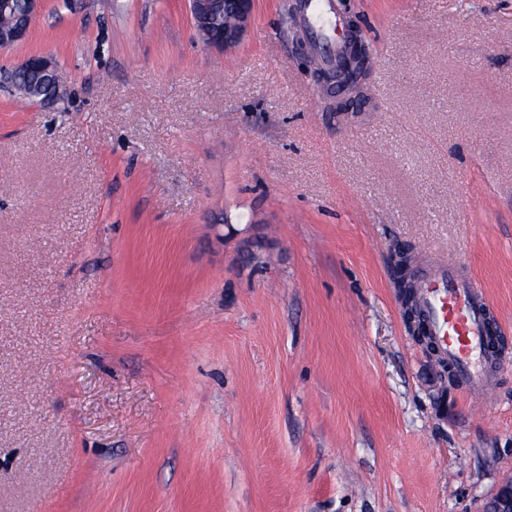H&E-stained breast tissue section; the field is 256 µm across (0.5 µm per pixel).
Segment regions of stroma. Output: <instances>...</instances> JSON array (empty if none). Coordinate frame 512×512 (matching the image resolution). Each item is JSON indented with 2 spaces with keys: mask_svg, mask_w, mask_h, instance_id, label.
<instances>
[{
  "mask_svg": "<svg viewBox=\"0 0 512 512\" xmlns=\"http://www.w3.org/2000/svg\"><path fill=\"white\" fill-rule=\"evenodd\" d=\"M373 65L329 111L256 0H43L60 96L0 85V512H480L512 477V0H332ZM502 327L469 400L402 284ZM193 28L208 48L230 50L243 38L251 21L254 0H189ZM226 16L232 18L227 22Z\"/></svg>",
  "mask_w": 512,
  "mask_h": 512,
  "instance_id": "1",
  "label": "stroma"
}]
</instances>
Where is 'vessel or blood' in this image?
Returning <instances> with one entry per match:
<instances>
[{
    "label": "vessel or blood",
    "instance_id": "vessel-or-blood-1",
    "mask_svg": "<svg viewBox=\"0 0 512 512\" xmlns=\"http://www.w3.org/2000/svg\"><path fill=\"white\" fill-rule=\"evenodd\" d=\"M418 297L422 320L441 358L467 395L484 393L500 363V352L490 342L498 324L473 281L453 261H440L422 279Z\"/></svg>",
    "mask_w": 512,
    "mask_h": 512
}]
</instances>
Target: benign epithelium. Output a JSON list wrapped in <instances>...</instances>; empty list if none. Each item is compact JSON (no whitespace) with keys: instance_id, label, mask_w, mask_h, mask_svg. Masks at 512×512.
I'll return each instance as SVG.
<instances>
[{"instance_id":"1","label":"benign epithelium","mask_w":512,"mask_h":512,"mask_svg":"<svg viewBox=\"0 0 512 512\" xmlns=\"http://www.w3.org/2000/svg\"><path fill=\"white\" fill-rule=\"evenodd\" d=\"M41 0H0V47L24 40ZM193 28L202 43L218 50L235 48L251 21L254 0H189ZM370 64L358 27L350 29L341 71L313 73L332 101L336 112H352L366 99L365 80ZM32 100L49 102L58 98V76L54 66L39 56L27 58L0 76ZM482 512H512V479L501 483L486 499Z\"/></svg>"}]
</instances>
